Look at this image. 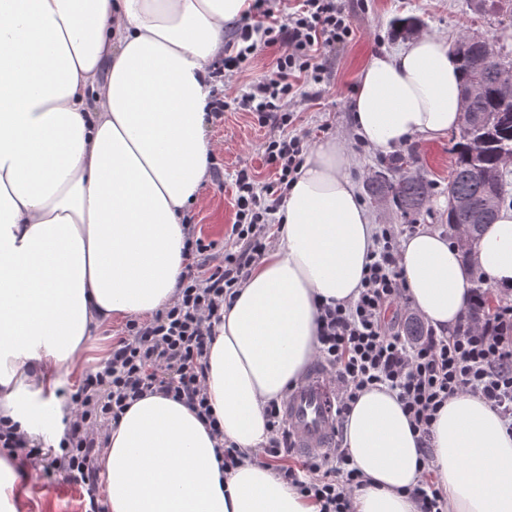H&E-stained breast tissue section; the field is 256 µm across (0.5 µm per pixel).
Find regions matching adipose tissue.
<instances>
[{
  "label": "adipose tissue",
  "mask_w": 512,
  "mask_h": 512,
  "mask_svg": "<svg viewBox=\"0 0 512 512\" xmlns=\"http://www.w3.org/2000/svg\"><path fill=\"white\" fill-rule=\"evenodd\" d=\"M252 0H0V418L60 436L56 391L92 331L171 303L187 264L183 220L208 177L204 121L217 94L224 25ZM459 63L420 35L371 55L353 94L358 136L392 154L461 125ZM337 139L313 146L282 207L277 246L225 309L206 387L225 439L267 437L264 406L316 354L317 303L355 296L374 226ZM412 306L453 335L476 277L512 288V208L470 259L418 229L400 245ZM448 512H512V436L478 396L449 399L432 426ZM209 427L160 394L113 426L99 466L110 512H319L271 468L226 471ZM344 445L366 483L354 512H418L406 490L422 454L396 395L363 391Z\"/></svg>",
  "instance_id": "obj_1"
}]
</instances>
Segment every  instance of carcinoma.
Masks as SVG:
<instances>
[{"label":"carcinoma","mask_w":512,"mask_h":512,"mask_svg":"<svg viewBox=\"0 0 512 512\" xmlns=\"http://www.w3.org/2000/svg\"><path fill=\"white\" fill-rule=\"evenodd\" d=\"M463 76L462 90L477 84L480 91L470 99L469 108L475 118L497 115V123L490 131L473 129L459 134L454 148V162L448 195L465 198L470 202L467 210L448 209V225L453 229L465 226L474 240H479L487 225L493 223L496 213L481 211L488 196H497L500 201L512 195V174L503 171L491 179L483 174L500 168L501 156H512V103L505 104L499 97L501 69L512 68V59L506 54L498 57L486 56L480 44H470L455 50ZM408 160L400 158L384 165L369 182V193L379 199L390 198L402 214H417L423 208L430 192V183L417 172H409L394 180L389 173L404 168Z\"/></svg>","instance_id":"1"}]
</instances>
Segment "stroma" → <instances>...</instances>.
I'll return each mask as SVG.
<instances>
[{
    "label": "stroma",
    "mask_w": 512,
    "mask_h": 512,
    "mask_svg": "<svg viewBox=\"0 0 512 512\" xmlns=\"http://www.w3.org/2000/svg\"><path fill=\"white\" fill-rule=\"evenodd\" d=\"M345 5L351 17V33L330 58L323 83L303 84L304 95L293 106L301 116L296 130L306 134L311 145L330 137L346 145L352 156L347 174L372 223L407 222L456 240L457 234L449 227L446 217L452 148L459 138L458 132L435 141L414 139L402 148V156L413 157L416 169L432 185L421 214L402 216L391 200H376L367 192L369 179L381 169L385 157L363 143L353 130L351 99L357 74L370 54L391 51L405 43V36L395 34L394 23L411 17L418 21V32L454 40L473 31L512 58V14L482 11L476 0H346ZM204 131L223 177L219 180L211 177L203 183L199 201L188 209L185 220L196 225L205 240L221 245L235 220L232 183L237 171L250 169L263 182L272 178L262 156V145L270 129L255 114L236 111L225 113L221 122L205 123ZM124 327V322L119 321L94 333L81 368L62 377L65 392L74 391L86 372L108 355L113 340L120 337ZM18 473L27 491L21 512H85L86 499L79 486L58 478L36 477L24 463L20 464Z\"/></svg>",
    "instance_id": "1"
}]
</instances>
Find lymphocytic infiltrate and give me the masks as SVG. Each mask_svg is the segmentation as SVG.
Returning <instances> with one entry per match:
<instances>
[{
    "label": "lymphocytic infiltrate",
    "mask_w": 512,
    "mask_h": 512,
    "mask_svg": "<svg viewBox=\"0 0 512 512\" xmlns=\"http://www.w3.org/2000/svg\"><path fill=\"white\" fill-rule=\"evenodd\" d=\"M252 9L253 16L229 28L225 72L242 70L266 48L278 45L283 52L270 74L246 93L216 98L210 116L220 121L227 111L243 110L273 128L263 145L271 181L262 184L249 171L238 172L235 221L223 255H215L212 244L189 233V262L177 299L149 319L129 321L108 357L86 373L70 395L71 414L58 448L29 440L17 425L0 419V451L24 456L42 476L60 474L84 488L88 512H107L96 461L112 425L148 394L172 395L208 421L213 438L223 443L225 469L237 467L244 457L234 444L225 443L205 385L213 323L265 254L283 197L304 161V139L290 131L296 115L286 102L296 96L298 78L323 82L325 59L350 32L341 0H300L292 12L284 0H254ZM415 230L412 224L402 229L382 226L357 297L319 306L318 357L336 382L337 415L346 418L365 389L386 385L396 392L426 455L439 411L453 396L471 393L499 414L512 435L511 301L502 297L492 307L490 290L475 289L450 336L430 326L417 336L406 335L389 315L392 306L407 298L400 236ZM265 415L269 439L256 460L278 462L279 477L316 503L319 512H352L351 493L364 479L346 450L337 449L330 459L307 460L299 469L284 465L288 431L280 403L271 402Z\"/></svg>",
    "instance_id": "lymphocytic-infiltrate-1"
}]
</instances>
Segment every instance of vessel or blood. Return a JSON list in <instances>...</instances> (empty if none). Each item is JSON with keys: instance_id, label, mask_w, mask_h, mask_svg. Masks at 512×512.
<instances>
[{"instance_id": "1", "label": "vessel or blood", "mask_w": 512, "mask_h": 512, "mask_svg": "<svg viewBox=\"0 0 512 512\" xmlns=\"http://www.w3.org/2000/svg\"><path fill=\"white\" fill-rule=\"evenodd\" d=\"M283 416L288 426L289 445L303 456L328 452L336 438L334 387L321 364L295 386L285 400Z\"/></svg>"}]
</instances>
